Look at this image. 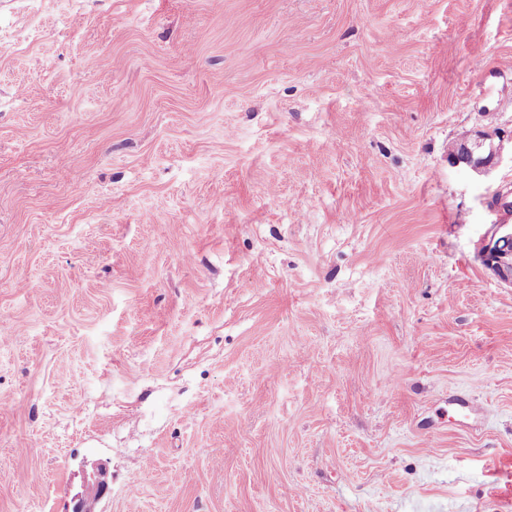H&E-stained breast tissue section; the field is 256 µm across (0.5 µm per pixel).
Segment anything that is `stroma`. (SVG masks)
Segmentation results:
<instances>
[{
	"label": "stroma",
	"instance_id": "stroma-1",
	"mask_svg": "<svg viewBox=\"0 0 512 512\" xmlns=\"http://www.w3.org/2000/svg\"><path fill=\"white\" fill-rule=\"evenodd\" d=\"M506 184L512 0H0V512H512ZM468 138L467 136H463L460 141L454 144L450 155L452 156V154L457 151L461 142ZM486 150L487 154L485 155ZM500 152V144L495 145L491 135L478 133L475 135L473 142L470 144L469 142L463 143L458 152L450 159L455 165L463 164L466 168L477 174H485L499 159ZM498 194L501 197L500 203L503 204L512 192L498 191L486 201L488 210L498 215V218L489 224L480 239L476 256L499 283L512 288V209L508 215L498 205L490 206L491 199Z\"/></svg>",
	"mask_w": 512,
	"mask_h": 512
}]
</instances>
